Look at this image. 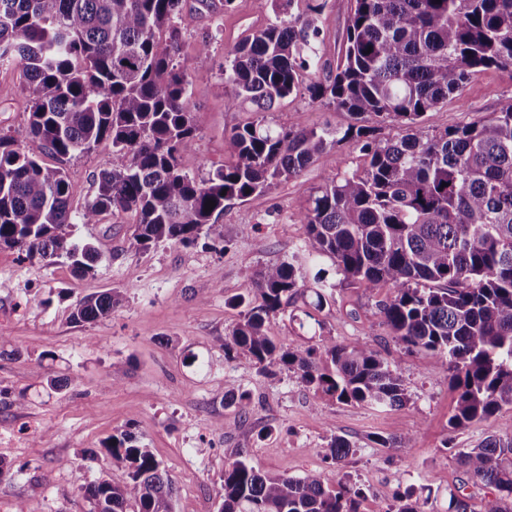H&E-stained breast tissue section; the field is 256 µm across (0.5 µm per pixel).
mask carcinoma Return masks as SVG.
I'll return each instance as SVG.
<instances>
[{"label": "carcinoma", "mask_w": 512, "mask_h": 512, "mask_svg": "<svg viewBox=\"0 0 512 512\" xmlns=\"http://www.w3.org/2000/svg\"><path fill=\"white\" fill-rule=\"evenodd\" d=\"M273 0L275 19L228 51L224 108L267 112L318 66L315 18ZM184 0H0V60H19L31 95L29 135L68 159L102 142L112 153L95 193L78 215L75 187L60 168L0 134V248L27 259L63 258L78 276L95 274L96 248L73 238L74 220L96 224L132 213L126 251L159 243L195 245L223 238L224 208L298 175L328 148L353 142L366 169L331 180L298 216L302 249L267 267L234 305L243 318L224 356H245L263 372L293 370L300 383L341 402L395 407L406 401L398 362L330 336L304 351L276 343L267 324L304 286L319 258L340 280L393 293L381 303L391 336L448 361L458 392L449 425L489 420L512 403V99L488 120L429 134L420 125L470 77L512 67V0H355L336 70L309 85L313 102L349 112L355 123L275 129L260 120L235 128L229 165L197 178L180 149L198 131L190 83L177 62L182 30L193 21ZM391 120L403 134L376 140ZM215 207L205 210V203ZM311 306L336 287L320 268ZM117 291L83 297L70 318L89 323L122 304ZM103 447L128 481L101 477L85 487L92 512H173V481L128 432ZM355 453L338 436L328 467ZM467 473L496 491L488 512H512V438L488 435L459 452ZM218 512H359L360 488L332 486L321 471L300 476L260 471L237 451L224 462ZM383 512H422L400 494Z\"/></svg>", "instance_id": "obj_1"}]
</instances>
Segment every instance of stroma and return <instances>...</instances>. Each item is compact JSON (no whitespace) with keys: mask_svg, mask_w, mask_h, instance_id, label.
<instances>
[{"mask_svg":"<svg viewBox=\"0 0 512 512\" xmlns=\"http://www.w3.org/2000/svg\"><path fill=\"white\" fill-rule=\"evenodd\" d=\"M352 6V0H326L317 17L322 70L304 72L301 89L265 114L225 109L222 70L228 49L273 19L269 0H234L221 13L198 14L180 43L199 127L180 152L181 168L202 177L230 164L232 130L259 119L275 128L345 130L351 116L312 102L306 87L335 69ZM204 44L211 63L194 67ZM509 99L512 68H489L428 113L424 127L434 132L488 119ZM29 112L18 64L0 63V133L44 166L62 167L76 189L70 206L80 212L95 192L111 143L59 160L29 138ZM365 161L354 144L323 152L299 175L225 207L223 240L203 239L194 247L163 243L128 253L125 241L135 222L128 213L76 225L75 238L92 243L100 255L95 274L84 278L66 260H25L0 249V512L21 505L27 512H90L85 486L101 476L116 484L127 479L102 446L120 430L149 448L173 478L175 512H217L224 460L235 448L248 450L268 473L319 470L330 483L359 485L360 512H378L409 488L424 512H453L454 496L466 501L467 512H486L496 493L469 479L458 453L491 432L512 437V404L489 421L451 428L457 393L448 363L391 338L379 311L391 286L337 284L328 305L316 312L308 294L299 293L271 319L268 334L293 349L319 346L331 336L378 350L399 363L408 397L403 406L342 403L315 395L291 372L264 374L249 359L224 357V339L242 319L231 301L244 293L247 275L291 259L305 236L299 214L320 187L343 171L363 170ZM215 276L221 288L212 287ZM108 289L123 293L121 307L94 323L71 321L72 303ZM51 378L61 388H50ZM233 387L248 392L247 410L225 400ZM407 433L413 443L404 452L374 442ZM335 436L355 452L331 468L325 457Z\"/></svg>","mask_w":512,"mask_h":512,"instance_id":"35a3bbf8","label":"stroma"}]
</instances>
